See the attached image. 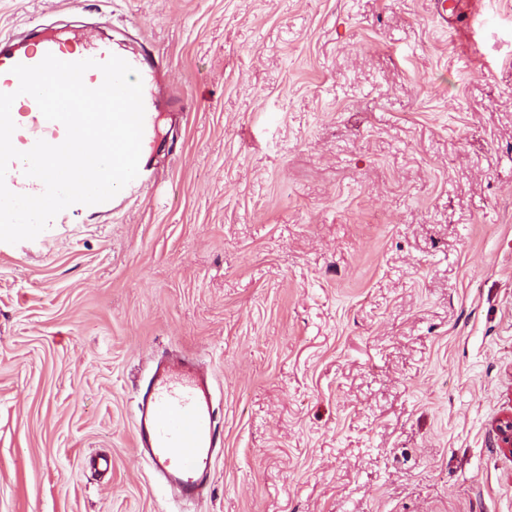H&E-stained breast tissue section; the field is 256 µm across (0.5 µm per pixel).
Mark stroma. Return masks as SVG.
<instances>
[{
	"mask_svg": "<svg viewBox=\"0 0 512 512\" xmlns=\"http://www.w3.org/2000/svg\"><path fill=\"white\" fill-rule=\"evenodd\" d=\"M166 75L146 186L0 242V512H512V0H0ZM215 386L197 501L135 451ZM137 451L166 475L174 496L194 497L209 480L224 426L210 381L193 365L158 369L136 393ZM492 431L497 438V447L512 456V412L501 415L492 424Z\"/></svg>",
	"mask_w": 512,
	"mask_h": 512,
	"instance_id": "obj_1",
	"label": "stroma"
}]
</instances>
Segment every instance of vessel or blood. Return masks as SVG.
Returning a JSON list of instances; mask_svg holds the SVG:
<instances>
[{
    "mask_svg": "<svg viewBox=\"0 0 512 512\" xmlns=\"http://www.w3.org/2000/svg\"><path fill=\"white\" fill-rule=\"evenodd\" d=\"M113 53L110 42L85 29L71 30L61 38L45 28H36L35 43L30 48L16 46L12 35H1L0 93L18 89L19 79L13 72L16 65L34 66L49 54L64 62L92 59L96 65L85 76L94 82L102 76L99 63ZM128 62L144 80L162 72L161 59L148 48L129 57ZM27 110L28 144L39 140L50 143L64 133L61 123L45 119L36 101H29ZM5 182L16 193L37 195L44 190L40 180L25 175L18 160L10 162ZM135 434L139 454L153 470L166 475L173 495L193 497L202 493L212 473L214 453L224 445V426L214 404L211 382L187 363L157 370L137 390Z\"/></svg>",
    "mask_w": 512,
    "mask_h": 512,
    "instance_id": "1",
    "label": "vessel or blood"
}]
</instances>
